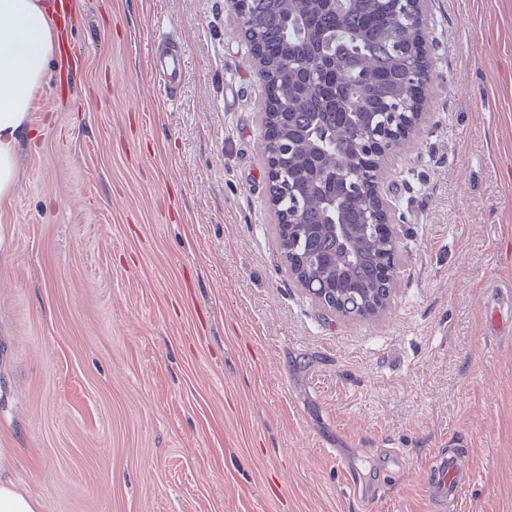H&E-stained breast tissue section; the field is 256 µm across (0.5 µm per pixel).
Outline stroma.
Wrapping results in <instances>:
<instances>
[{"label": "stroma", "mask_w": 512, "mask_h": 512, "mask_svg": "<svg viewBox=\"0 0 512 512\" xmlns=\"http://www.w3.org/2000/svg\"><path fill=\"white\" fill-rule=\"evenodd\" d=\"M428 14L425 123L387 179L402 264L366 320L281 258L226 0H77L84 54L51 59L0 207V448L41 512H512V0ZM153 69L161 78L165 91L169 93L170 97H173L175 89L185 76L182 53L173 51L156 57L153 60ZM434 475L436 486L442 495L447 496L450 500L458 499L464 482L463 466L455 455L441 453L437 457V465L435 466Z\"/></svg>", "instance_id": "35a3bbf8"}]
</instances>
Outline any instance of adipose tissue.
<instances>
[{
    "label": "adipose tissue",
    "instance_id": "obj_1",
    "mask_svg": "<svg viewBox=\"0 0 512 512\" xmlns=\"http://www.w3.org/2000/svg\"><path fill=\"white\" fill-rule=\"evenodd\" d=\"M56 48L46 0H0V204L20 182L19 153L34 136L29 111Z\"/></svg>",
    "mask_w": 512,
    "mask_h": 512
}]
</instances>
